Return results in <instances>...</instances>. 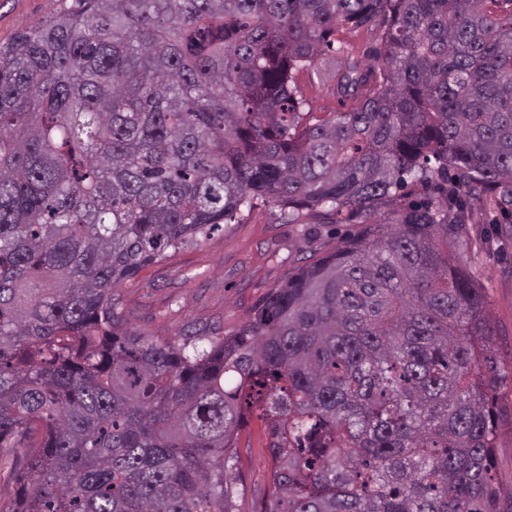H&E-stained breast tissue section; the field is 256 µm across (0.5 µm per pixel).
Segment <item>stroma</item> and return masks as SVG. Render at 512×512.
I'll list each match as a JSON object with an SVG mask.
<instances>
[{"instance_id":"stroma-1","label":"stroma","mask_w":512,"mask_h":512,"mask_svg":"<svg viewBox=\"0 0 512 512\" xmlns=\"http://www.w3.org/2000/svg\"><path fill=\"white\" fill-rule=\"evenodd\" d=\"M72 0H0V42L47 19ZM301 87L316 112H347L361 104L339 86L334 53L323 55L317 71L303 74ZM277 208L260 202L239 223L225 225L198 245L169 253L140 271L117 292L130 327L154 336L209 329L224 335L237 331L253 315L265 294L287 280L304 262L335 252L343 239L360 234L361 225L339 224L315 213L302 223L282 224ZM488 225L467 229L482 249L483 284L495 333V353L512 358V240H489ZM501 427L494 472L502 491L512 490V393L499 398ZM251 447L240 472L245 494L239 512H265L269 490L262 422L250 416Z\"/></svg>"}]
</instances>
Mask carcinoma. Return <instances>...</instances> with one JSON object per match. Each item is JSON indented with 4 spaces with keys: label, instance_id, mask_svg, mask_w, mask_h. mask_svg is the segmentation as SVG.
Listing matches in <instances>:
<instances>
[{
    "label": "carcinoma",
    "instance_id": "cac0c4a2",
    "mask_svg": "<svg viewBox=\"0 0 512 512\" xmlns=\"http://www.w3.org/2000/svg\"><path fill=\"white\" fill-rule=\"evenodd\" d=\"M372 23L361 107L312 111ZM488 199L512 237V0H74L0 44V512H238L254 413L265 512H512ZM258 200L363 230L230 335L126 326L118 285ZM381 33L379 26H365L354 32L341 31L336 35V39H344L354 45L358 55H363L377 46ZM338 58L339 54L331 52L321 56L318 65L321 75L309 72L300 78L301 87L314 112H347L361 104L360 94L349 96L340 89ZM501 427L497 443L494 472L501 490H512V393L503 392L499 398Z\"/></svg>",
    "mask_w": 512,
    "mask_h": 512
}]
</instances>
